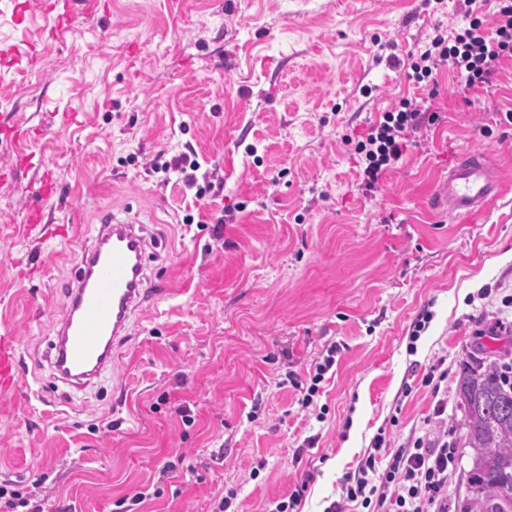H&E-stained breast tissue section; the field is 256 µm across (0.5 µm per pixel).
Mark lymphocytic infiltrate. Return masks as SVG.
Listing matches in <instances>:
<instances>
[{
	"label": "lymphocytic infiltrate",
	"mask_w": 512,
	"mask_h": 512,
	"mask_svg": "<svg viewBox=\"0 0 512 512\" xmlns=\"http://www.w3.org/2000/svg\"><path fill=\"white\" fill-rule=\"evenodd\" d=\"M496 2L489 22L483 14L486 0H459L465 25L452 37L435 35L423 49L400 61L406 79L422 90L446 68L460 79L462 89L489 84L506 62H512V0ZM422 122L416 100L404 98L369 124L354 146L365 190H374L384 174L396 168ZM152 169L175 176L199 199L213 189L211 172L202 171L190 150L158 155ZM384 443V435L375 436L354 471L345 476L340 499L325 512H349V504L355 501L370 512H448L444 490L456 456L447 440L416 438L412 446L399 449L388 460L382 455Z\"/></svg>",
	"instance_id": "lymphocytic-infiltrate-1"
}]
</instances>
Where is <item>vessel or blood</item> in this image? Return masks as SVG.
I'll return each mask as SVG.
<instances>
[{
	"label": "vessel or blood",
	"instance_id": "b4317fda",
	"mask_svg": "<svg viewBox=\"0 0 512 512\" xmlns=\"http://www.w3.org/2000/svg\"><path fill=\"white\" fill-rule=\"evenodd\" d=\"M500 194L493 160L471 150L449 164L434 199L449 214L462 218L485 212ZM145 245L134 223L101 219L95 244L80 254L81 274L70 285L68 311L55 328L51 371L56 381L90 385L111 365L135 311L145 302L171 296L167 282L147 287ZM20 361L11 334H0V388L14 385Z\"/></svg>",
	"mask_w": 512,
	"mask_h": 512
}]
</instances>
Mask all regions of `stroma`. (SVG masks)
I'll return each instance as SVG.
<instances>
[{"label": "stroma", "instance_id": "1", "mask_svg": "<svg viewBox=\"0 0 512 512\" xmlns=\"http://www.w3.org/2000/svg\"><path fill=\"white\" fill-rule=\"evenodd\" d=\"M462 24L430 0H0V48L19 52L0 57V168L18 175L0 187V329L23 359L0 391V483L37 512H119L137 490L152 493L144 512H217L231 491L234 512H275L304 481L298 512H325L377 434L391 453L437 434L441 397L457 456L448 512L474 502L457 380L473 358L512 365V126L495 123L512 108V65L467 93L441 71L427 103L438 121L371 193L345 142L418 97L392 56ZM187 144L214 176L202 200L150 169ZM470 148L496 160L503 193L453 218L431 193ZM45 160L57 192L42 203L29 188ZM35 207L43 220L27 223ZM106 212L141 221L145 273L176 294L137 311L91 386L58 387L63 285L93 239L56 230ZM433 366L436 390L421 383ZM32 388L65 397L66 414ZM169 461L178 476L158 483Z\"/></svg>", "mask_w": 512, "mask_h": 512}]
</instances>
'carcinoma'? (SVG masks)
<instances>
[{
  "instance_id": "carcinoma-1",
  "label": "carcinoma",
  "mask_w": 512,
  "mask_h": 512,
  "mask_svg": "<svg viewBox=\"0 0 512 512\" xmlns=\"http://www.w3.org/2000/svg\"><path fill=\"white\" fill-rule=\"evenodd\" d=\"M457 393L473 449L469 481L477 498L465 512H512V386L495 364L463 363Z\"/></svg>"
}]
</instances>
